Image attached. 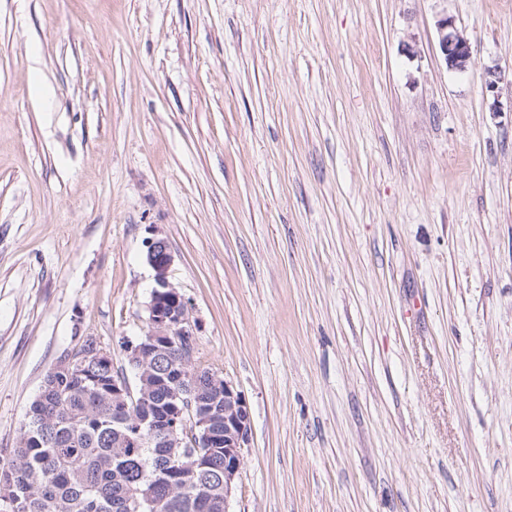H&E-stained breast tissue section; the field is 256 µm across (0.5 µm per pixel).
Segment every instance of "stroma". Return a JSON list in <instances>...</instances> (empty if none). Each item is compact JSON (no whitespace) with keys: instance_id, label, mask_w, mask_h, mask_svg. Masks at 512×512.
Here are the masks:
<instances>
[{"instance_id":"obj_1","label":"stroma","mask_w":512,"mask_h":512,"mask_svg":"<svg viewBox=\"0 0 512 512\" xmlns=\"http://www.w3.org/2000/svg\"><path fill=\"white\" fill-rule=\"evenodd\" d=\"M152 238L229 512H512V0H0V465L84 340L127 368ZM438 46L448 70L466 73L474 66V58L469 40L458 31L455 21L443 14L436 21Z\"/></svg>"}]
</instances>
